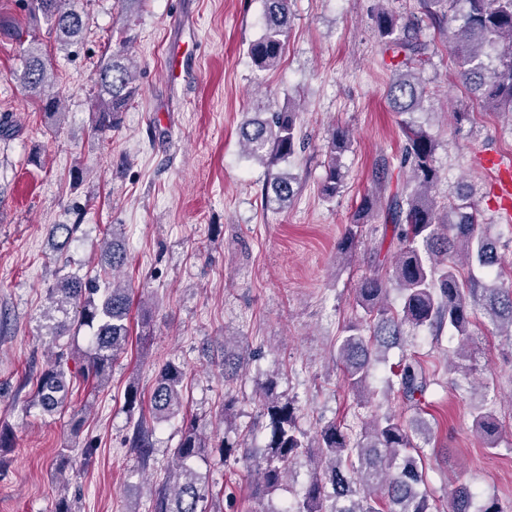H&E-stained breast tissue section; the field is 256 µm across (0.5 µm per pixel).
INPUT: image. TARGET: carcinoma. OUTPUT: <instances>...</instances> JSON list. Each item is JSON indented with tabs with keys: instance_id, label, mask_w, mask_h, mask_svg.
Returning <instances> with one entry per match:
<instances>
[{
	"instance_id": "1",
	"label": "carcinoma",
	"mask_w": 512,
	"mask_h": 512,
	"mask_svg": "<svg viewBox=\"0 0 512 512\" xmlns=\"http://www.w3.org/2000/svg\"><path fill=\"white\" fill-rule=\"evenodd\" d=\"M456 0H420L431 25L446 35L463 83L490 110L512 116V0H465L467 10L453 13ZM29 27L46 25L60 46L82 33L84 22L72 0H24ZM292 22L291 0H264L262 33L248 47L253 66L259 71L276 68L282 58ZM381 42L403 59L393 65L388 99L394 111L411 114L420 110L426 89L415 77L418 63L427 55L428 44L421 38L419 24H403L388 12L376 18ZM130 38L99 66V93L93 105L94 129L103 134L114 128L121 112L135 97L133 61L124 54ZM502 47L496 62L488 50ZM49 69L36 40L23 49L19 80L28 93L39 99L50 117L63 116L58 97L46 91L51 86ZM298 110L292 101L275 107L257 105V112L240 128L244 152L268 169L269 191L265 201L286 210L293 203L296 178L278 169L295 154L300 140ZM404 143L400 165L410 172L401 190L388 193L386 164L375 171L373 187L363 196L351 224L347 225L338 252L353 257L361 228L381 207L385 223L391 228L398 250L390 265L378 264L355 288L356 303L363 315L343 328L336 341V363L345 383L355 392L359 431L335 421L317 428L314 436L298 424L296 401L279 391V381L271 375L261 382L254 402L258 414L267 420L269 430L264 445L247 440L224 439V457L235 452L247 469L255 474L251 495L259 507L253 512H433L426 491V472L421 449L431 443L433 430L422 417L405 423L396 415L373 409L374 391L369 387L376 364L387 361L388 351L406 342L408 330L427 328L439 337L448 329L458 337V354L465 353L472 336L470 327L482 313L499 334L512 337V283L500 281L502 272L488 284L474 270L488 272L499 265L496 242L481 232L479 209L469 203L448 201L440 216L434 186L439 171L434 166L435 143L422 127L411 121L402 125ZM350 135L335 127L325 145L327 173L320 186L321 196L332 199L339 192L344 175L337 156L348 147ZM78 224H53L49 235L55 249L69 247ZM106 263L114 273L127 263L125 248L112 239L105 251ZM399 296V305L387 303L390 292ZM44 328L50 336L48 360L34 384L33 405L52 415L69 404L72 371L69 362L79 360L80 374L98 386L108 383L112 365L126 348L130 336L131 289L117 283H104L103 275L72 273L48 289ZM88 331L86 351L67 350L61 337L73 329ZM392 378L385 399L400 398L420 405L431 385L430 376L416 358L401 355L390 367ZM183 366L174 361L158 370L150 399L151 418L161 421L183 409ZM474 420L486 435L498 432L490 413L475 408ZM128 445L142 460L152 455L153 432L139 421ZM212 447L201 433L196 419L187 421L181 438L172 451L174 484L155 494L152 512H210L209 490L194 467ZM310 463L312 476L294 503L277 509L264 502L283 485L291 466L300 458ZM472 493L464 484L448 488L446 512H470Z\"/></svg>"
}]
</instances>
